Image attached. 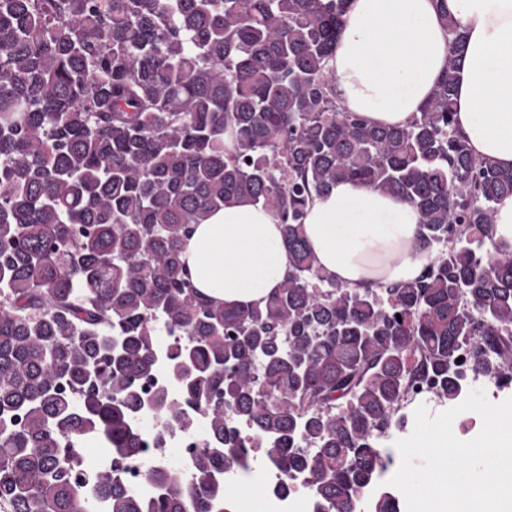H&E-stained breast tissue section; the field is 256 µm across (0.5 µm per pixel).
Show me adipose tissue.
Here are the masks:
<instances>
[{
    "instance_id": "adipose-tissue-1",
    "label": "adipose tissue",
    "mask_w": 512,
    "mask_h": 512,
    "mask_svg": "<svg viewBox=\"0 0 512 512\" xmlns=\"http://www.w3.org/2000/svg\"><path fill=\"white\" fill-rule=\"evenodd\" d=\"M467 54L457 73L454 126L473 155L512 168V0H447ZM448 34L435 0H348L326 70L344 111L372 126L403 127L445 75ZM420 215L411 204L356 180L337 182L304 219L321 270L348 288L418 276ZM183 261L200 293L260 305L291 268L278 218L243 200L195 225Z\"/></svg>"
}]
</instances>
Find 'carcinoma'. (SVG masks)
I'll return each instance as SVG.
<instances>
[{
  "label": "carcinoma",
  "mask_w": 512,
  "mask_h": 512,
  "mask_svg": "<svg viewBox=\"0 0 512 512\" xmlns=\"http://www.w3.org/2000/svg\"><path fill=\"white\" fill-rule=\"evenodd\" d=\"M445 2L446 76L378 127L326 71L346 0H0V512H231L217 473L259 460L354 512L418 384L444 404L512 380V248L484 249L512 169L453 126L467 42ZM344 179L418 210L417 278L360 291L317 266L305 209ZM241 199L292 258L261 306L213 303L181 259ZM162 368L178 393L144 398ZM170 425L198 436L187 481L153 463L139 492L85 462L92 439L143 458Z\"/></svg>",
  "instance_id": "carcinoma-1"
}]
</instances>
